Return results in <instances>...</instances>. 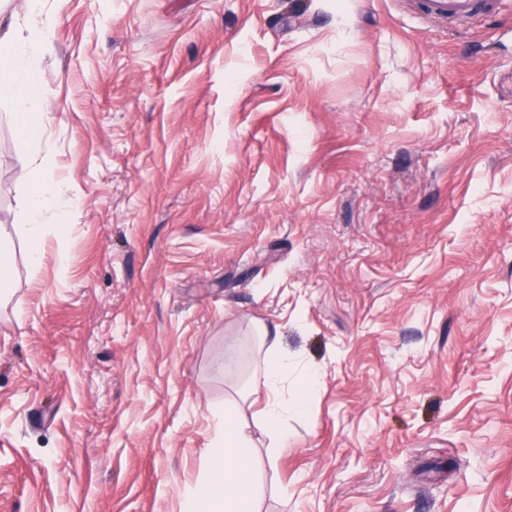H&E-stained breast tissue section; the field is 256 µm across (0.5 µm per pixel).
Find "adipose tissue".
I'll return each mask as SVG.
<instances>
[{"instance_id": "obj_1", "label": "adipose tissue", "mask_w": 512, "mask_h": 512, "mask_svg": "<svg viewBox=\"0 0 512 512\" xmlns=\"http://www.w3.org/2000/svg\"><path fill=\"white\" fill-rule=\"evenodd\" d=\"M27 23L10 24L0 35V98L9 99L17 116L27 121L26 137L36 143L41 127L31 117L41 97L38 62L51 52L53 34L48 26L37 23L42 0H25ZM68 186L49 174L44 159H33L29 189L21 214L19 232L27 242V262L39 268L42 244L50 226L49 218H62L76 206ZM258 370L266 389V403L256 425L265 434L271 448L288 444V418L307 411L319 386L316 374L303 375V384L289 389L291 363L277 346H269L259 355ZM216 433L210 450V466L204 481L183 496L182 512H256L257 488L250 465L251 438L234 404H227L216 417Z\"/></svg>"}]
</instances>
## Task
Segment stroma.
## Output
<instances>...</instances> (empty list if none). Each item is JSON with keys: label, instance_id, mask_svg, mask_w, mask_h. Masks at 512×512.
Here are the masks:
<instances>
[{"label": "stroma", "instance_id": "35a3bbf8", "mask_svg": "<svg viewBox=\"0 0 512 512\" xmlns=\"http://www.w3.org/2000/svg\"><path fill=\"white\" fill-rule=\"evenodd\" d=\"M43 4L79 201L29 273L0 98V512H180L243 388L261 512H512V0ZM261 325L321 378L275 452ZM426 14L438 21L464 20L497 12L500 0H423Z\"/></svg>", "mask_w": 512, "mask_h": 512}]
</instances>
